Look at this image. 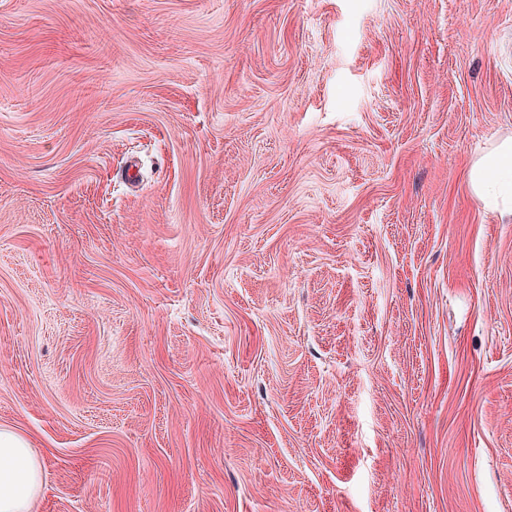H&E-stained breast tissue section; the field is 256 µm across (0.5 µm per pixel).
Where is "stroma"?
Instances as JSON below:
<instances>
[{
  "mask_svg": "<svg viewBox=\"0 0 512 512\" xmlns=\"http://www.w3.org/2000/svg\"><path fill=\"white\" fill-rule=\"evenodd\" d=\"M510 135L512 0H0L30 512H512ZM469 186L486 206H493L512 218V138L496 143L472 162Z\"/></svg>",
  "mask_w": 512,
  "mask_h": 512,
  "instance_id": "obj_1",
  "label": "stroma"
}]
</instances>
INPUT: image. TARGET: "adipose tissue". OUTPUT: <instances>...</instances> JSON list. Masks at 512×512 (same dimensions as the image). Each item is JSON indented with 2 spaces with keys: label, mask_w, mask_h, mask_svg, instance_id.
<instances>
[{
  "label": "adipose tissue",
  "mask_w": 512,
  "mask_h": 512,
  "mask_svg": "<svg viewBox=\"0 0 512 512\" xmlns=\"http://www.w3.org/2000/svg\"><path fill=\"white\" fill-rule=\"evenodd\" d=\"M469 186L485 205L512 218V138L472 162ZM43 487V471L27 441L0 427V512H30Z\"/></svg>",
  "instance_id": "ef3b65f1"
}]
</instances>
